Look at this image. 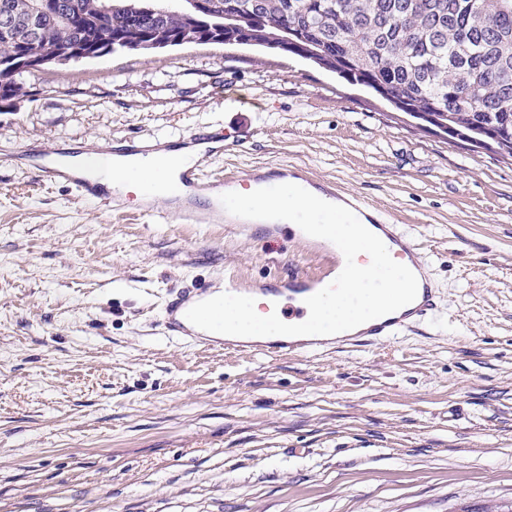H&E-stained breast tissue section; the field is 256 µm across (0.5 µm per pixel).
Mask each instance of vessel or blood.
<instances>
[{"instance_id": "vessel-or-blood-1", "label": "vessel or blood", "mask_w": 512, "mask_h": 512, "mask_svg": "<svg viewBox=\"0 0 512 512\" xmlns=\"http://www.w3.org/2000/svg\"><path fill=\"white\" fill-rule=\"evenodd\" d=\"M223 133L199 130L189 137L190 143L202 145L203 151L198 161L179 175L178 188L185 199L179 216L189 224H222L236 233L247 237H260L269 243H277L284 234L285 227L263 219H245L228 213L222 206L221 194L236 190L239 183H246L252 189L268 188L294 181L296 185L319 193L322 200L344 203L360 221L374 228L376 235L384 242L389 252L399 257L412 268L417 280L418 291L415 300L405 307L374 319L372 322L335 336H264L239 338L227 336L216 338L207 331L197 328L187 318V311L212 294L209 282L201 281L190 288L174 291L165 308L163 325L167 333L184 337L191 345L204 350L228 348L238 352L260 353L271 356L304 355L314 350L344 349L353 346H371L398 334L403 329L414 326L436 310V293L430 284L426 270L421 263L412 238L396 225L383 223L378 213L365 200L346 197L335 185L315 180L301 169L285 167L256 169L245 181L235 179L207 178L204 169L216 156L215 145L223 141ZM166 146L165 141L150 136L128 138L113 142L112 152L118 156L146 155L158 152ZM73 186L84 197L109 207L118 206L119 201L99 191L97 185L84 178L71 179ZM205 195L210 199L208 208H197L194 199ZM332 281L330 272L308 274L291 272L282 276L260 279L241 284L234 277L224 279V290L235 294L246 291L254 296L265 298L273 309L279 310L288 321H299L309 316L306 300Z\"/></svg>"}]
</instances>
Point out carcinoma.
<instances>
[{"mask_svg":"<svg viewBox=\"0 0 512 512\" xmlns=\"http://www.w3.org/2000/svg\"><path fill=\"white\" fill-rule=\"evenodd\" d=\"M215 13L235 19L229 30L243 46L292 31L286 54L315 50L317 65L362 85L401 112L445 118L448 140L493 145L512 158V0H213ZM14 20L0 34V61L26 56L30 26L58 32L66 18L71 40L107 31L105 53L133 41L209 38L216 18L193 21L179 11L146 10L136 18L106 0H0ZM23 71L0 74V111L26 94Z\"/></svg>","mask_w":512,"mask_h":512,"instance_id":"1","label":"carcinoma"}]
</instances>
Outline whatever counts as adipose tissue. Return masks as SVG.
Returning <instances> with one entry per match:
<instances>
[{"label": "adipose tissue", "mask_w": 512, "mask_h": 512, "mask_svg": "<svg viewBox=\"0 0 512 512\" xmlns=\"http://www.w3.org/2000/svg\"><path fill=\"white\" fill-rule=\"evenodd\" d=\"M197 159L194 148L183 144L146 157H122L81 151L65 156L64 161L76 175L97 182L105 192L135 194L137 198L171 197V187L181 171L191 167Z\"/></svg>", "instance_id": "ef3b65f1"}]
</instances>
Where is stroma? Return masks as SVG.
I'll return each instance as SVG.
<instances>
[{
	"instance_id": "35a3bbf8",
	"label": "stroma",
	"mask_w": 512,
	"mask_h": 512,
	"mask_svg": "<svg viewBox=\"0 0 512 512\" xmlns=\"http://www.w3.org/2000/svg\"><path fill=\"white\" fill-rule=\"evenodd\" d=\"M0 112V512H483L512 503V160L449 142L274 50L117 51L26 76ZM229 133L211 177L298 165L411 234L430 323L301 357L205 351L162 326L194 279L312 272L174 215L47 182L36 154Z\"/></svg>"
}]
</instances>
